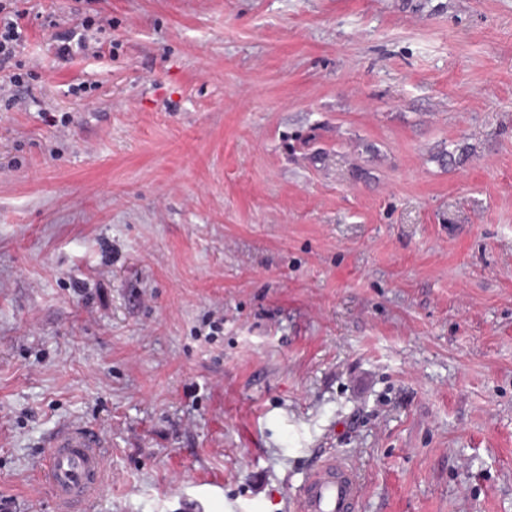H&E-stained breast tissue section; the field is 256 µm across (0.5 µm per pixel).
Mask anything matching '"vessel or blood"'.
<instances>
[{
  "instance_id": "1",
  "label": "vessel or blood",
  "mask_w": 512,
  "mask_h": 512,
  "mask_svg": "<svg viewBox=\"0 0 512 512\" xmlns=\"http://www.w3.org/2000/svg\"><path fill=\"white\" fill-rule=\"evenodd\" d=\"M109 466L108 446L97 432L82 426L57 432L42 473L57 512H83L105 490ZM362 493L356 470L329 455L307 474L296 497V512H355Z\"/></svg>"
}]
</instances>
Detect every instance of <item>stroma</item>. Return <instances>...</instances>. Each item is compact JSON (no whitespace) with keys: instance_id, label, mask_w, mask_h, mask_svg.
Listing matches in <instances>:
<instances>
[{"instance_id":"1","label":"stroma","mask_w":512,"mask_h":512,"mask_svg":"<svg viewBox=\"0 0 512 512\" xmlns=\"http://www.w3.org/2000/svg\"><path fill=\"white\" fill-rule=\"evenodd\" d=\"M12 5L0 512L69 424L89 512H512V0ZM91 24L92 20L89 18L80 23V26L67 29L62 36L57 38V41L61 42L60 45H57V53L73 57L78 51L84 50L86 48V32ZM363 487L356 470L335 455L307 474L296 497L297 512H355Z\"/></svg>"}]
</instances>
